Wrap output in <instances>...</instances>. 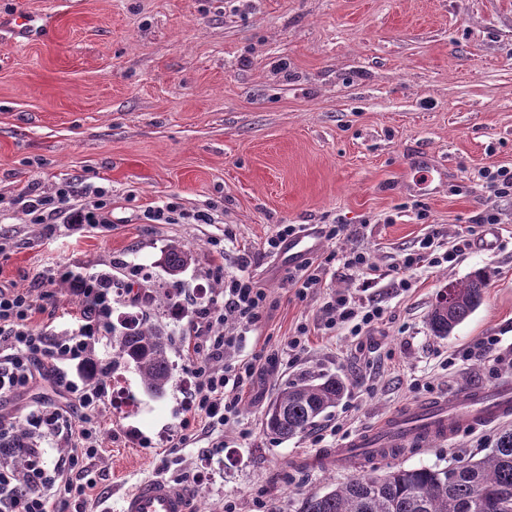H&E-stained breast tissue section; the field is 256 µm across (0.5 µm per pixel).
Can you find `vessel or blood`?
<instances>
[{
	"instance_id": "b4317fda",
	"label": "vessel or blood",
	"mask_w": 512,
	"mask_h": 512,
	"mask_svg": "<svg viewBox=\"0 0 512 512\" xmlns=\"http://www.w3.org/2000/svg\"><path fill=\"white\" fill-rule=\"evenodd\" d=\"M512 416V381L478 385L394 412L333 449L337 468L382 463L402 448H424ZM190 490L156 477L127 492L120 512H193Z\"/></svg>"
}]
</instances>
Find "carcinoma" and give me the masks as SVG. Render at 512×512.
<instances>
[{"instance_id": "1", "label": "carcinoma", "mask_w": 512, "mask_h": 512, "mask_svg": "<svg viewBox=\"0 0 512 512\" xmlns=\"http://www.w3.org/2000/svg\"><path fill=\"white\" fill-rule=\"evenodd\" d=\"M194 260L191 250L175 244L161 263L170 277L160 302L179 310V277ZM489 273L477 270L465 281L440 291L428 314L433 335L448 337L480 305ZM116 358L135 368L144 387L164 395L173 383L168 335L137 319L112 327ZM347 382L335 375L302 371L285 384L264 414L266 431L294 438L343 398ZM299 512H512V429L502 431L483 456L445 467H391L381 475L363 473L303 498Z\"/></svg>"}]
</instances>
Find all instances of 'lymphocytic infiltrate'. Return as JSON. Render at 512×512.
<instances>
[{
  "label": "lymphocytic infiltrate",
  "instance_id": "1",
  "mask_svg": "<svg viewBox=\"0 0 512 512\" xmlns=\"http://www.w3.org/2000/svg\"><path fill=\"white\" fill-rule=\"evenodd\" d=\"M16 203L33 224H62L70 231H84L106 228L112 222L110 191L91 185L78 190L63 183L50 195L32 189L20 194ZM469 245V239L462 237L447 248L438 232L427 233L418 249L403 254L396 266L397 290L412 288L413 271L453 264ZM333 265L355 277L372 268L367 253L330 251L319 262L305 261L289 271L295 297L306 299ZM59 283L68 285L81 309L77 330L66 335L52 324L32 323L39 302L54 299ZM113 299L108 272H88L73 265L49 269L29 288L0 287V402L13 400L31 389L36 379H45L69 408L28 410L26 436L55 437L72 446L67 457L55 462L33 449L22 465L0 464V512H89L88 491L96 484L93 461L100 448V412L112 371L111 359L96 350L112 333ZM267 305L265 289L252 276L230 275L224 279L220 300L188 314L186 330L196 339L191 361L195 387L191 412L179 424V446L195 440L198 421L216 431L237 420L245 387L276 368L277 354L237 355L262 323ZM322 321L325 329L358 338L384 326L387 310L378 298L363 300L339 291L324 303Z\"/></svg>",
  "mask_w": 512,
  "mask_h": 512
}]
</instances>
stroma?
<instances>
[{
    "label": "stroma",
    "instance_id": "stroma-1",
    "mask_svg": "<svg viewBox=\"0 0 512 512\" xmlns=\"http://www.w3.org/2000/svg\"><path fill=\"white\" fill-rule=\"evenodd\" d=\"M30 17L18 30L15 18ZM434 181H414L418 163ZM512 170V0H0V199L64 181L112 193L110 230L71 233L0 207V286L28 288L56 264L111 265L128 279L113 320L127 315L172 338L174 381L156 397L133 366L115 369L122 402L101 409L95 501L118 512L122 494L153 477L196 493L194 512H298L304 497L347 479L329 453L345 436L392 411L496 377L488 360H442L485 336L512 344V198L490 196L478 173ZM177 198L190 212L218 204L215 224H148L144 210ZM499 218L493 250L469 248L447 268L393 288L403 254L436 230L444 245L481 235ZM319 231L310 259L329 250L370 255L389 321L364 351L324 329L329 291L361 294L333 267L300 300L281 258L260 254L278 225ZM190 248L184 304L224 289L216 268L247 271L270 308L244 353L282 349L297 326L307 350L247 388L223 433H200L181 458L177 441L191 401L194 342L184 322L136 285L166 287L158 260ZM249 265H242V256ZM490 275L475 312L447 338L427 315L438 291L476 269ZM303 370L346 378L348 390L316 426L289 440L268 433L265 411ZM432 392H413L411 380ZM343 433H335V425ZM512 419L397 457L404 467L448 466L492 448Z\"/></svg>",
    "mask_w": 512,
    "mask_h": 512
}]
</instances>
